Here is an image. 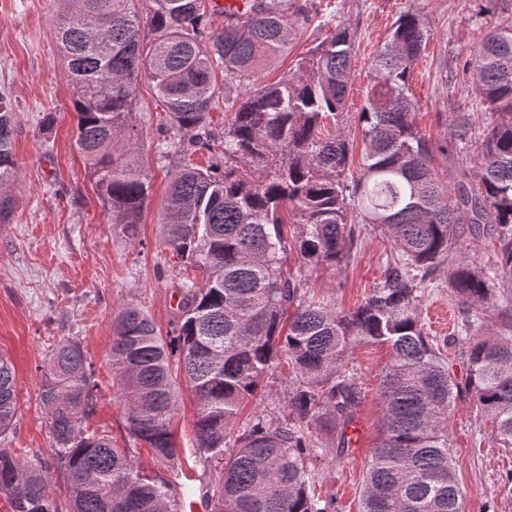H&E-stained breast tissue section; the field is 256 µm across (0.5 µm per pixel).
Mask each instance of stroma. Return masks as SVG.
I'll return each instance as SVG.
<instances>
[{
  "instance_id": "obj_1",
  "label": "stroma",
  "mask_w": 512,
  "mask_h": 512,
  "mask_svg": "<svg viewBox=\"0 0 512 512\" xmlns=\"http://www.w3.org/2000/svg\"><path fill=\"white\" fill-rule=\"evenodd\" d=\"M316 13L300 25L286 57L263 71L261 83L279 80L297 60L335 26L356 37L351 89L340 132L350 142L348 166L358 170L362 136L358 114L372 78L371 61L388 29L406 11L425 18L430 38L415 62L410 91L418 101L417 128L436 143L454 132L456 113L472 115V128L455 158L435 152L433 165L440 182L454 184L461 169L473 166L482 134L491 118L480 103L463 64L479 42L488 8L512 0H318ZM55 15L47 0H0V89L12 98L16 129L17 174L5 191L14 201L8 222H0V354L13 363L19 416L8 445L24 449L27 460H48L52 440L39 392L52 348L78 340L95 366L99 385L95 412L84 425L109 435L120 447H133L146 472L175 476L182 492L181 512H211L205 494L218 485L223 466L195 448V404L184 378H177V402L171 429L184 456L177 470L156 462L149 449L133 445L110 367L113 313L122 304L141 306L161 335H168L179 300L176 262L164 238V200L168 175L176 165L166 154L165 113L149 85L141 80L132 122L139 137L138 159L151 190L136 238L113 228L75 145L77 114L72 87L56 61L52 38ZM53 113L45 128V113ZM391 254L380 232L361 230L351 257L336 267L306 274L308 294L338 311H353L378 282ZM434 286L421 300L424 329L434 336L457 379L467 363L460 346L449 344L466 310L448 286L446 270L434 273ZM391 361L387 347L352 343L345 360L364 398L356 410L353 447L335 457L338 430L334 425L310 426L309 432L328 454L313 462L315 490L332 501L335 512H359L360 488L371 446L379 434L381 403L378 385ZM292 374L280 365L265 379L256 399L270 417L284 420ZM448 434L457 478L465 493L466 512H512V448L491 437V424L467 397L448 414Z\"/></svg>"
}]
</instances>
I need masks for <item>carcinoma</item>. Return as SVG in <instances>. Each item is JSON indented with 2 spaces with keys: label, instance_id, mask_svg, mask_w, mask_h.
I'll list each match as a JSON object with an SVG mask.
<instances>
[{
  "label": "carcinoma",
  "instance_id": "cac0c4a2",
  "mask_svg": "<svg viewBox=\"0 0 512 512\" xmlns=\"http://www.w3.org/2000/svg\"><path fill=\"white\" fill-rule=\"evenodd\" d=\"M57 57L77 112L76 145L112 223L137 235L149 195L132 124L137 85L147 78L164 112L170 147L181 164L165 199L166 245L176 266L200 281L182 282L169 339L139 306L123 304L112 320V371L128 433L165 465L180 448L170 430L176 405L173 368L196 400V447L224 461L212 512H327L308 463L347 454L361 402L344 368L351 339L387 346L393 360L380 382L381 434L361 485L360 512H465L448 442V413L466 395L491 419L492 434L512 447V339L480 336L468 318L457 340L467 356L454 378L424 331L420 298L433 273L448 268L459 303L487 304L500 289L501 316L512 318V23H490L466 61L485 111L495 116L478 154L453 188L434 176V150L454 157L471 129L455 119L443 145L415 126L417 101L408 79L429 37L418 12L398 17L373 61L359 113L363 162L346 175L349 140L324 135L338 125L350 91L355 35L336 26L277 82L258 75L288 54L311 2L243 0L206 27L208 0H51ZM153 39L143 41V27ZM243 89L224 107V141L212 149L215 74ZM14 107L0 91V220L12 212L4 186L16 177ZM210 152L209 164L190 158ZM390 238L396 257L383 280L350 313L306 297L302 274L288 273V252L307 268L334 267L356 247L355 225ZM479 226L496 246L487 268L453 265L449 255ZM293 391L282 423L258 411L240 422L281 362ZM93 364L77 340L51 351L40 393L52 437V463H33L2 445L19 407L15 370L0 355V493L6 512H60L50 490L64 479L70 512H179L175 484L141 469L129 448L83 425L96 408ZM340 426L336 447L320 448L312 422ZM238 431L234 443L228 437ZM234 451L224 457V448Z\"/></svg>",
  "mask_w": 512,
  "mask_h": 512
}]
</instances>
